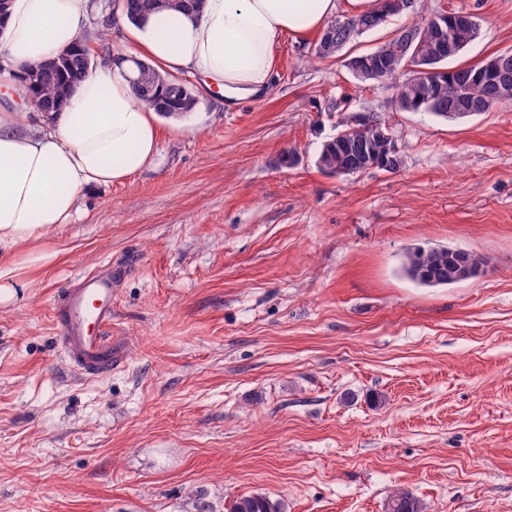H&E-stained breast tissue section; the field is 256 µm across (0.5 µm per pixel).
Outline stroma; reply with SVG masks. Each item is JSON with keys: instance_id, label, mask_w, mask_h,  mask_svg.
<instances>
[{"instance_id": "1", "label": "stroma", "mask_w": 512, "mask_h": 512, "mask_svg": "<svg viewBox=\"0 0 512 512\" xmlns=\"http://www.w3.org/2000/svg\"><path fill=\"white\" fill-rule=\"evenodd\" d=\"M478 17L474 64L512 49V0H416ZM317 35L285 37L256 96L159 119L153 160L79 192L69 224L19 247L0 305V512H512V105L446 120L393 109ZM339 111H329L330 103ZM393 125L403 164L318 169L341 115ZM295 153L297 161L280 158ZM444 244L474 280L421 287L404 252ZM54 253L47 265L35 255ZM123 267L120 357H64L53 308L74 278ZM388 512H423L420 501L408 491L393 493L387 504ZM230 512H282V503L267 495L257 494L240 498L230 507Z\"/></svg>"}]
</instances>
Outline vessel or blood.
I'll list each match as a JSON object with an SVG mask.
<instances>
[{"label": "vessel or blood", "mask_w": 512, "mask_h": 512, "mask_svg": "<svg viewBox=\"0 0 512 512\" xmlns=\"http://www.w3.org/2000/svg\"><path fill=\"white\" fill-rule=\"evenodd\" d=\"M111 265L83 276L66 288L54 306L59 340L78 370L92 376L111 369L117 351L104 329L112 321Z\"/></svg>", "instance_id": "1"}]
</instances>
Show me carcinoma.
Here are the masks:
<instances>
[{"instance_id": "1", "label": "carcinoma", "mask_w": 512, "mask_h": 512, "mask_svg": "<svg viewBox=\"0 0 512 512\" xmlns=\"http://www.w3.org/2000/svg\"><path fill=\"white\" fill-rule=\"evenodd\" d=\"M202 0H128L124 12L130 23H138L150 12L170 8L185 13L200 11ZM411 9L407 0H385L379 9H367L353 14L339 24L332 20L320 33L315 47L319 59L330 58L366 33L374 32L390 22L403 17ZM449 32L453 36L455 49L440 67L444 72L430 82L417 81L409 85L394 104L397 112H426L439 118L459 119L487 112L497 106L512 104V76L507 84L490 75L498 63L507 61L512 68V49L498 51L479 64L449 66L466 47L481 34L480 24L475 16L458 11L448 17ZM411 30L414 41H404L399 32ZM397 35L390 36L377 46L349 56L345 66L353 76L367 82L364 76L366 66L372 58L383 62L381 78H392L406 63L416 60H432L437 54V32L425 21L403 24L395 29ZM105 30L99 29L91 36H82L62 51L75 57L73 67L62 66L55 76L38 83L33 94L32 105L41 112L52 106L59 108L74 84L87 76L99 53L98 43L105 39ZM136 76L133 91L137 99L149 105L153 111L165 118H180L193 111L197 98L186 83L161 72L147 62L133 61ZM374 117H366L351 126L344 124L343 137L325 141L317 157V166L325 173L336 176L356 174L359 164L358 144L371 139ZM365 162L388 172L398 170L402 165L400 152L382 149L374 151ZM481 258L465 249L447 246L416 247L404 255L402 271L412 282L423 287H446L470 279L482 273ZM230 512H282V503L267 495L257 494L240 498L230 507ZM387 512H423L420 501L408 491L393 493L387 504Z\"/></svg>"}]
</instances>
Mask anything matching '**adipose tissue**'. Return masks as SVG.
Returning a JSON list of instances; mask_svg holds the SVG:
<instances>
[{
  "mask_svg": "<svg viewBox=\"0 0 512 512\" xmlns=\"http://www.w3.org/2000/svg\"><path fill=\"white\" fill-rule=\"evenodd\" d=\"M335 14L336 0H204L199 13L159 10L136 26L118 7L112 21L137 59L196 73L234 100L267 88L284 36L307 37ZM88 21V0H12L0 33V258L68 223L79 190L125 181L156 153L157 114L136 99L128 61L98 67L51 118L25 123L24 66L71 46Z\"/></svg>",
  "mask_w": 512,
  "mask_h": 512,
  "instance_id": "obj_1",
  "label": "adipose tissue"
}]
</instances>
